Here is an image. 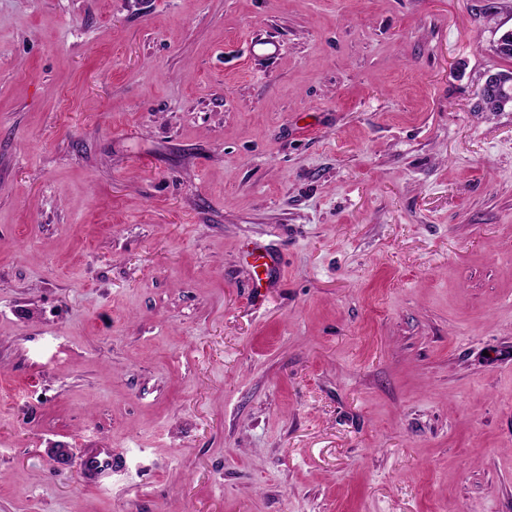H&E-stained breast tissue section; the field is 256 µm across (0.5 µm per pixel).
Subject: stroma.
<instances>
[{
    "label": "stroma",
    "mask_w": 512,
    "mask_h": 512,
    "mask_svg": "<svg viewBox=\"0 0 512 512\" xmlns=\"http://www.w3.org/2000/svg\"><path fill=\"white\" fill-rule=\"evenodd\" d=\"M510 30L0 0V512H512ZM512 83L511 73H495L490 75L483 87L482 93H491L492 90L499 85H506ZM511 101L512 104V84L511 86H501L494 89L491 96H485L482 94L481 97V109L486 112H500V107L497 101ZM83 467L89 482L101 483L112 476V451L108 448H96L83 459Z\"/></svg>",
    "instance_id": "obj_1"
}]
</instances>
